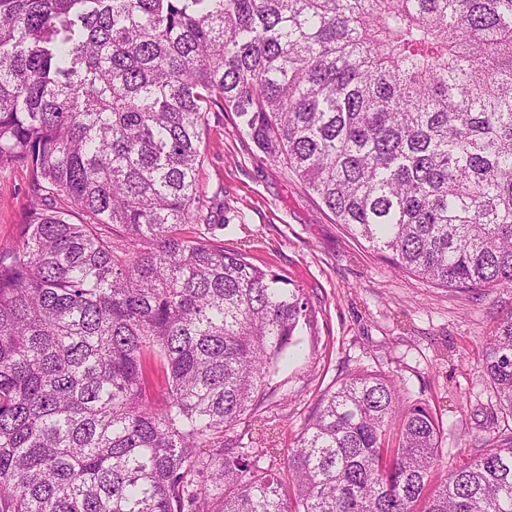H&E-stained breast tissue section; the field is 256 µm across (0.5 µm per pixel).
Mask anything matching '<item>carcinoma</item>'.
Segmentation results:
<instances>
[{
	"label": "carcinoma",
	"instance_id": "carcinoma-1",
	"mask_svg": "<svg viewBox=\"0 0 512 512\" xmlns=\"http://www.w3.org/2000/svg\"><path fill=\"white\" fill-rule=\"evenodd\" d=\"M217 104L398 269L512 288V0H0V170L31 191L0 249V512H512V431L433 488L439 425L382 372L283 462L255 436L313 309L183 233ZM484 376L512 417V312Z\"/></svg>",
	"mask_w": 512,
	"mask_h": 512
}]
</instances>
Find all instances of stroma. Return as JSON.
I'll use <instances>...</instances> for the list:
<instances>
[{"mask_svg": "<svg viewBox=\"0 0 512 512\" xmlns=\"http://www.w3.org/2000/svg\"><path fill=\"white\" fill-rule=\"evenodd\" d=\"M211 114L199 172L202 214L215 242L246 249L253 264L304 289L314 311L299 358L275 376L266 403L278 447H287L320 397L347 374L392 375L407 404L436 418L449 469L470 459L499 412L482 372L485 342L512 310V289L482 295L435 287L398 270L337 224L313 192L237 130ZM29 172L0 170V247L28 220Z\"/></svg>", "mask_w": 512, "mask_h": 512, "instance_id": "1", "label": "stroma"}]
</instances>
